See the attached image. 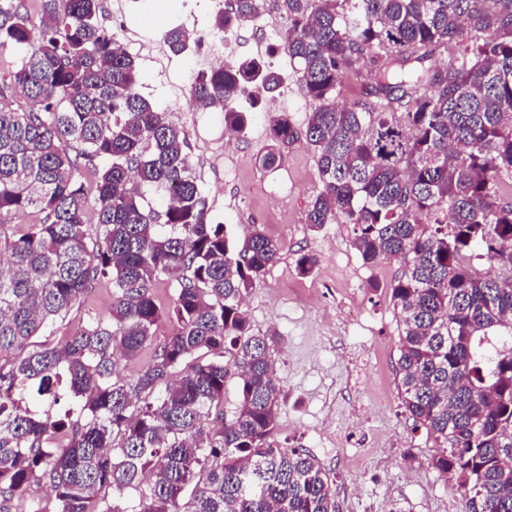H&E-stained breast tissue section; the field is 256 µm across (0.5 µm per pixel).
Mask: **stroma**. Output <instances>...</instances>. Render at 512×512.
<instances>
[{
	"instance_id": "stroma-1",
	"label": "stroma",
	"mask_w": 512,
	"mask_h": 512,
	"mask_svg": "<svg viewBox=\"0 0 512 512\" xmlns=\"http://www.w3.org/2000/svg\"><path fill=\"white\" fill-rule=\"evenodd\" d=\"M218 10L216 0H100L97 22L134 58L140 95L184 130L213 221L235 246L256 224L282 245L279 262L245 298L253 331L275 338L281 392L270 442L315 456L336 485L337 512H462L460 495L431 465L434 441L405 413L397 387L399 337L387 287L400 262L364 264L350 225L309 227L321 184L306 145L275 167L261 164L278 117L289 113L301 126L312 110L285 49L288 23L276 0H262L257 21L221 33L213 28ZM174 26L212 33L215 49L193 41L173 54L164 34ZM242 58L270 64L281 84L240 98L250 119L229 141L221 112L192 111L190 89L199 72ZM301 252L319 258L307 277L295 269Z\"/></svg>"
}]
</instances>
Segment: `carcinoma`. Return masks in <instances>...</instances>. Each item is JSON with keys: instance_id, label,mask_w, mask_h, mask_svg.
<instances>
[{"instance_id": "1", "label": "carcinoma", "mask_w": 512, "mask_h": 512, "mask_svg": "<svg viewBox=\"0 0 512 512\" xmlns=\"http://www.w3.org/2000/svg\"><path fill=\"white\" fill-rule=\"evenodd\" d=\"M41 2L37 28L0 0V54L25 52L0 72V97L28 101L0 108V512H336L320 462L267 443L273 338L253 331L242 302L281 244L255 226L236 248L212 222L184 131L137 92L135 60L97 24L99 0ZM278 2L314 108L303 127L278 119L262 165L311 147L321 190L306 223L350 224L364 263H401L390 296L405 411L437 445L432 466L463 512H512V0ZM260 8L230 0L214 27ZM165 40L180 54L190 34L173 27ZM449 45L456 57L433 67ZM362 62L366 97L339 104L342 75ZM279 81L240 59L199 73L191 97L241 132L238 97ZM143 185L163 192V209ZM26 213L33 223L1 220ZM317 264L298 254V275ZM169 276L163 308L156 286ZM103 279L106 315L31 344ZM163 318L166 341L123 374ZM232 380L240 401L227 411ZM66 395L81 400L75 418L50 412ZM35 477L52 500L28 494Z\"/></svg>"}]
</instances>
